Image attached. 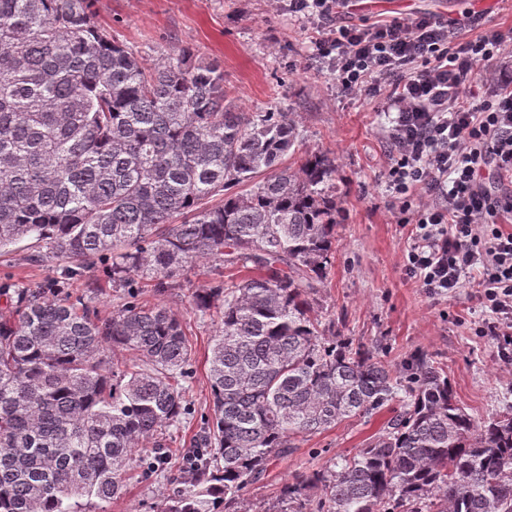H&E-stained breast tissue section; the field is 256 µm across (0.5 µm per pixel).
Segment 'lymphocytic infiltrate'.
<instances>
[{"label": "lymphocytic infiltrate", "mask_w": 512, "mask_h": 512, "mask_svg": "<svg viewBox=\"0 0 512 512\" xmlns=\"http://www.w3.org/2000/svg\"><path fill=\"white\" fill-rule=\"evenodd\" d=\"M345 0H290L317 22L313 58L341 93L384 115L389 145L381 178L397 223L411 225L405 275L432 296L476 289L484 316L475 333L512 365V82L494 62L512 59V33L481 28V12L452 22L430 15L378 26L338 20Z\"/></svg>", "instance_id": "obj_1"}]
</instances>
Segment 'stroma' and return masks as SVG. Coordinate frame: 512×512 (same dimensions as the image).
<instances>
[{"instance_id":"35a3bbf8","label":"stroma","mask_w":512,"mask_h":512,"mask_svg":"<svg viewBox=\"0 0 512 512\" xmlns=\"http://www.w3.org/2000/svg\"><path fill=\"white\" fill-rule=\"evenodd\" d=\"M477 5L485 9L487 24L512 27V0H362L358 7H346L342 18L357 25L407 14L451 20ZM98 9L101 23L148 62L194 47L223 68L224 85L243 109L294 113L305 148L335 157L341 207L336 258L311 302L313 318L335 322L337 333L353 346H376L379 356L396 367L415 354L427 355L476 418L491 417L503 400H512V366L499 360L491 340L469 328L483 316L474 289L432 297L404 276L406 231L396 224L380 180L388 151L381 119L370 100L342 95L327 66L310 57L313 29L289 12L286 0H100ZM35 249L34 241L26 240L0 257V280L27 287L62 282L65 292L85 297L105 316L119 304L122 291L113 287L106 263L65 281L60 260L28 262ZM220 271L218 262H201L161 300L152 289L140 291L143 303L163 301L185 328L195 360L186 397L195 413L166 428L170 455L165 470L150 478L128 472L107 512H155L200 430V415L211 401L206 359L220 319L213 312H195L189 301ZM391 415L385 408L298 441L290 455L270 461L264 478L244 493L238 512H268L284 482L355 455L383 431Z\"/></svg>"}]
</instances>
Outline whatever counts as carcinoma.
Listing matches in <instances>:
<instances>
[{
	"instance_id": "cac0c4a2",
	"label": "carcinoma",
	"mask_w": 512,
	"mask_h": 512,
	"mask_svg": "<svg viewBox=\"0 0 512 512\" xmlns=\"http://www.w3.org/2000/svg\"><path fill=\"white\" fill-rule=\"evenodd\" d=\"M97 0H0V255L25 239L77 276L102 256L124 303L103 316L0 282V512H90L162 472L190 411L191 348L158 297L203 260L190 307L220 314L211 413L157 512H224L273 457L394 401L351 457L284 484L273 512H512V403L478 421L428 357L395 369L327 336L309 294L336 254V160L290 112H245L189 48L150 65ZM191 219L173 223L177 216ZM120 347L138 363L114 369Z\"/></svg>"
}]
</instances>
